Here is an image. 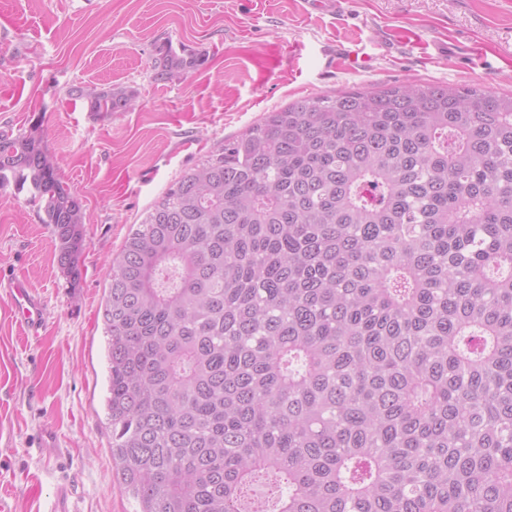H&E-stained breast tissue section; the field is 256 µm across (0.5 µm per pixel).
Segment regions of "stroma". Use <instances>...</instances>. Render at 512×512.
Wrapping results in <instances>:
<instances>
[{"mask_svg":"<svg viewBox=\"0 0 512 512\" xmlns=\"http://www.w3.org/2000/svg\"><path fill=\"white\" fill-rule=\"evenodd\" d=\"M205 55L158 81V47ZM359 48L370 62L344 60ZM405 82L512 93V0H0V128L38 129L83 201V275L70 284L27 192L0 189V280L21 277L50 316L28 339L0 300V495L73 489L76 512H136L112 461L101 317L107 266L133 224L265 112L304 97ZM131 90L90 112L79 89ZM54 427L63 450L39 446Z\"/></svg>","mask_w":512,"mask_h":512,"instance_id":"stroma-1","label":"stroma"}]
</instances>
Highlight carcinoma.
Here are the masks:
<instances>
[{
  "label": "carcinoma",
  "instance_id": "carcinoma-1",
  "mask_svg": "<svg viewBox=\"0 0 512 512\" xmlns=\"http://www.w3.org/2000/svg\"><path fill=\"white\" fill-rule=\"evenodd\" d=\"M204 62L165 44L154 68ZM10 185L78 282L81 199L41 138L1 129ZM107 278L112 459L139 512H512V94L406 82L269 112Z\"/></svg>",
  "mask_w": 512,
  "mask_h": 512
}]
</instances>
